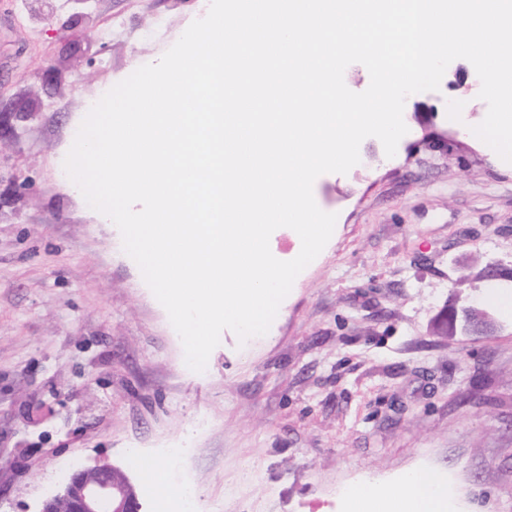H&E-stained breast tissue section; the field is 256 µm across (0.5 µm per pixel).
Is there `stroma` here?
Masks as SVG:
<instances>
[{"mask_svg":"<svg viewBox=\"0 0 512 512\" xmlns=\"http://www.w3.org/2000/svg\"><path fill=\"white\" fill-rule=\"evenodd\" d=\"M210 0H0V512H38L74 466L108 462L156 512L132 449L189 481L199 512H357L346 491L449 476L453 512H512V318L435 336L456 294L512 291V163L462 138L487 113L452 61L410 95L394 157L366 138L313 185L337 220L267 337L223 331L191 370L164 307L71 191L64 160L92 102L157 62ZM434 111L429 125L416 113ZM448 138L447 151L429 143ZM499 268V280L486 279Z\"/></svg>","mask_w":512,"mask_h":512,"instance_id":"1","label":"stroma"}]
</instances>
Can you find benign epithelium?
<instances>
[{"label": "benign epithelium", "instance_id": "7a95c632", "mask_svg": "<svg viewBox=\"0 0 512 512\" xmlns=\"http://www.w3.org/2000/svg\"><path fill=\"white\" fill-rule=\"evenodd\" d=\"M496 327L490 311L457 298L437 313L431 332L436 336L490 335ZM39 512H142V505L121 469L98 463L74 470L63 488L42 502Z\"/></svg>", "mask_w": 512, "mask_h": 512}]
</instances>
